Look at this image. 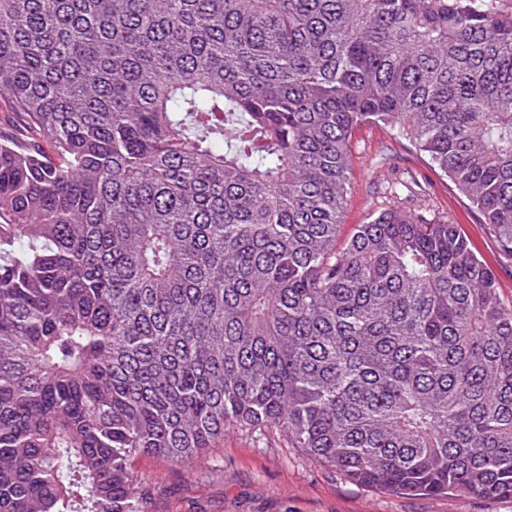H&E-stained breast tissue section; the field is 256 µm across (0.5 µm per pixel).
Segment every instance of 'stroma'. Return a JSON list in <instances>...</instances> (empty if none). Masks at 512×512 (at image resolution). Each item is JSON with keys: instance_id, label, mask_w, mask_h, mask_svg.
Wrapping results in <instances>:
<instances>
[{"instance_id": "35a3bbf8", "label": "stroma", "mask_w": 512, "mask_h": 512, "mask_svg": "<svg viewBox=\"0 0 512 512\" xmlns=\"http://www.w3.org/2000/svg\"><path fill=\"white\" fill-rule=\"evenodd\" d=\"M353 176L338 241L388 203L393 187L420 183L424 193L405 195L412 214L447 219L492 267L503 305H512V260L502 257L478 211L424 158L387 127L369 125L353 137ZM132 471L153 489L150 512H512V499L387 495L346 481L334 470L289 447L278 434L227 430L221 447L197 462L176 466L139 455Z\"/></svg>"}]
</instances>
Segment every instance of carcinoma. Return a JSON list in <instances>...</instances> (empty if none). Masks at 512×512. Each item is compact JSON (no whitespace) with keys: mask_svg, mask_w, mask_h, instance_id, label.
Instances as JSON below:
<instances>
[{"mask_svg":"<svg viewBox=\"0 0 512 512\" xmlns=\"http://www.w3.org/2000/svg\"><path fill=\"white\" fill-rule=\"evenodd\" d=\"M505 0H0V512H148L130 457L278 431L352 484L512 498V307L447 220L340 247L353 135L512 258ZM22 117L13 112L7 101L0 98V130L2 135L19 136L24 133Z\"/></svg>","mask_w":512,"mask_h":512,"instance_id":"carcinoma-1","label":"carcinoma"}]
</instances>
